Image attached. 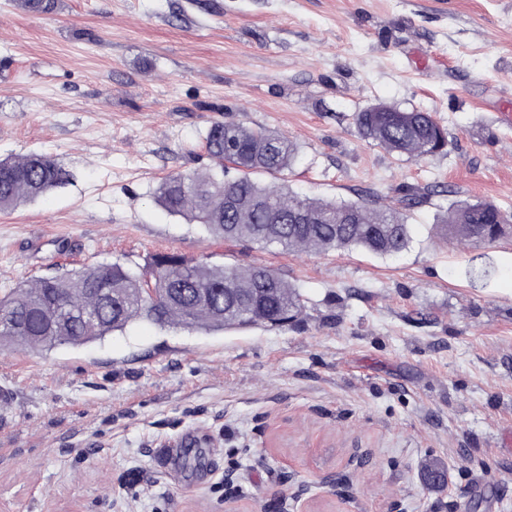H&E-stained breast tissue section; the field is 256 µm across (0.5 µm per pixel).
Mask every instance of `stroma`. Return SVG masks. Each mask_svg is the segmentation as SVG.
I'll return each mask as SVG.
<instances>
[{
  "instance_id": "1",
  "label": "stroma",
  "mask_w": 512,
  "mask_h": 512,
  "mask_svg": "<svg viewBox=\"0 0 512 512\" xmlns=\"http://www.w3.org/2000/svg\"><path fill=\"white\" fill-rule=\"evenodd\" d=\"M512 0H0V158L44 152L64 187L0 211V297L61 268L176 251L278 270L297 324L138 322L48 352L0 350V512H512V236L451 238V199L512 212ZM377 101L435 113L447 153L361 139ZM287 137L285 182L397 205L410 247L285 253L215 237L156 201L213 165L214 122ZM489 254L490 288L463 276ZM202 448L177 473L161 458ZM232 485H225V472Z\"/></svg>"
}]
</instances>
